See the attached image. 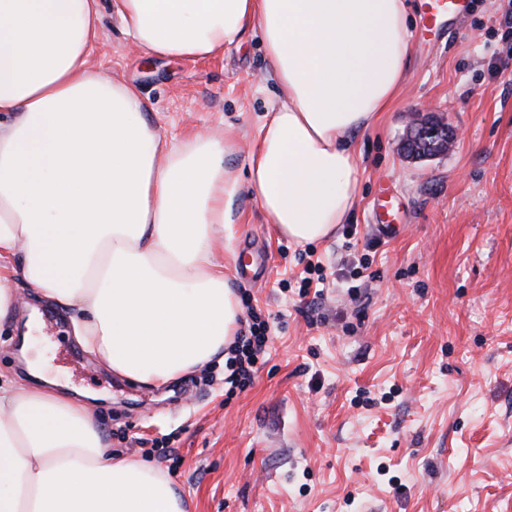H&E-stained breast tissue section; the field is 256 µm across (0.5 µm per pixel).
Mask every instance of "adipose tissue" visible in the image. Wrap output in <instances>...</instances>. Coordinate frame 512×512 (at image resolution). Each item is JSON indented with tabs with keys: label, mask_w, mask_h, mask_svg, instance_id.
Listing matches in <instances>:
<instances>
[{
	"label": "adipose tissue",
	"mask_w": 512,
	"mask_h": 512,
	"mask_svg": "<svg viewBox=\"0 0 512 512\" xmlns=\"http://www.w3.org/2000/svg\"><path fill=\"white\" fill-rule=\"evenodd\" d=\"M147 55L216 57L257 28L280 95L240 181L228 139L174 142L133 85L89 67L99 0H0V323L12 279L73 312L84 349L163 387L222 360L241 308L215 259L248 187L289 241H323L359 192L353 135L394 100L405 0H111ZM0 512H188L160 468L112 455L90 408L0 385Z\"/></svg>",
	"instance_id": "adipose-tissue-1"
}]
</instances>
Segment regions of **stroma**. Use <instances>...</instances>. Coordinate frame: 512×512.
Here are the masks:
<instances>
[{"mask_svg":"<svg viewBox=\"0 0 512 512\" xmlns=\"http://www.w3.org/2000/svg\"><path fill=\"white\" fill-rule=\"evenodd\" d=\"M409 56L386 112L354 139L359 196L333 238L279 236L248 190L232 201L231 288L251 298L272 341L252 383L213 364L156 390L119 379L38 309L32 357L65 390L95 393L113 454L160 465L190 512H512V41L507 0H475L461 22H431L408 0ZM92 69L137 87L148 118L184 140L229 138L245 176L265 112L279 106L258 36L223 56L149 58L101 4ZM458 133L445 154L401 145L414 115ZM391 194L397 228L379 230ZM320 263L318 298L300 277ZM174 448L178 466L151 455Z\"/></svg>","mask_w":512,"mask_h":512,"instance_id":"35a3bbf8","label":"stroma"}]
</instances>
